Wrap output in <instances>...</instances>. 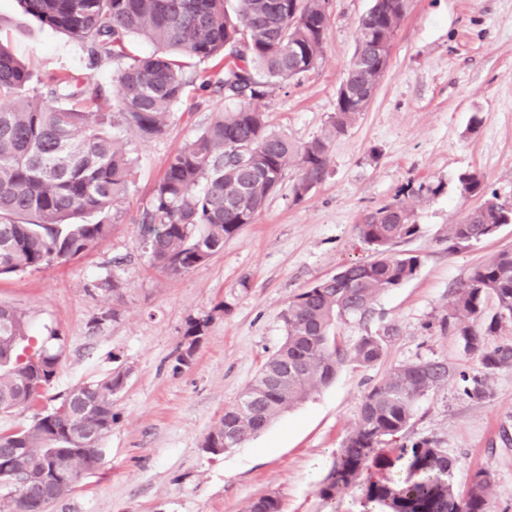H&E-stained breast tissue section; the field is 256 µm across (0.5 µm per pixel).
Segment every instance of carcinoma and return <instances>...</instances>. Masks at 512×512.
I'll list each match as a JSON object with an SVG mask.
<instances>
[{"label": "carcinoma", "instance_id": "1", "mask_svg": "<svg viewBox=\"0 0 512 512\" xmlns=\"http://www.w3.org/2000/svg\"><path fill=\"white\" fill-rule=\"evenodd\" d=\"M43 25L81 40L90 65H115L114 112L95 115L89 108L103 99L99 86L72 75L32 85V74L0 45V277L26 269L65 263L106 240L109 212L125 196L134 172V149L112 128L135 132L141 142L162 137L173 109L191 83L183 58L218 60L224 67L200 88L239 100L231 110L212 113L204 130L168 161L151 208L139 224V245L153 267L170 276L189 272L224 249L242 225L252 224L284 181L290 160L302 175L293 186L302 199L322 180L327 146L352 126L361 104L378 87L375 44L395 33L405 12L401 0H373L360 23L358 45L347 69L348 92H339L336 112L323 137L302 147L268 129L265 114L253 107L266 87L315 68L324 55V0H238L230 15L224 0H18ZM132 36L158 47L145 57L126 52ZM250 148L246 155L241 147ZM463 194L495 203L470 212L448 227L455 247L493 236L506 223L505 208L474 171L458 175ZM96 214L95 223L80 218ZM358 237L374 247L377 259L352 263L341 276H328L296 294L281 311L285 337L239 398L204 437L202 447L234 448L266 428L284 412L328 385L337 367L349 360L362 366L383 355V337L364 336L352 347L332 334L350 316L365 317L377 298L416 274L420 257L397 254L393 247L418 232L411 211L388 204L355 225ZM117 318L124 300L123 281L110 274ZM495 312L485 316L488 301ZM512 322V254L501 252L475 268L456 288L443 332L459 336L476 355L481 373L461 375L464 394L476 401L490 396L489 379L512 369V342L495 346L486 337ZM52 332L33 342L29 322L12 305L0 304V414L34 406L50 387L60 358ZM123 368L76 384L33 422L0 433V512H23L36 505L20 495L21 472L13 465L19 451L34 469L57 463L75 480L97 469L100 448L78 443L80 434L99 439L112 431V398ZM448 362L399 365L364 396L354 426L334 468L318 489L325 501L351 489L380 505L381 512H492L489 473H473L461 492L453 482L457 459L439 441L422 438L399 446L407 478L362 479L370 458L387 438L401 437L416 402L448 384ZM244 512H282L280 496L270 493L248 502Z\"/></svg>", "mask_w": 512, "mask_h": 512}]
</instances>
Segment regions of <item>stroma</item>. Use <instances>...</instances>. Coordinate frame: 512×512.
Instances as JSON below:
<instances>
[{
    "label": "stroma",
    "instance_id": "35a3bbf8",
    "mask_svg": "<svg viewBox=\"0 0 512 512\" xmlns=\"http://www.w3.org/2000/svg\"><path fill=\"white\" fill-rule=\"evenodd\" d=\"M372 0H330L324 58L300 78L276 83L257 100L270 130L297 145L321 137L357 46ZM0 44L35 80L68 73L114 91V70L89 67L78 39L0 0ZM236 102L188 86L167 133L138 144L127 195L111 210L106 240L62 264L0 279V303L25 312L35 336L57 331L62 355L48 398L38 408L0 415V432L32 422L52 396L128 369L113 398L117 417L100 444V468L82 473L51 512H243L261 495L279 494L282 512H379L352 489L327 502L318 489L334 465L370 388L393 367L447 360L479 370L460 338L441 332L452 292L472 270L512 248V224L491 237L448 247V227L482 200L460 192L457 177L477 172L512 205V0H410L389 66L373 101L328 144L323 179L301 200L290 162L281 189L255 223L225 241L221 253L178 276L153 267L137 245L138 224L169 158ZM411 210L418 234L395 247L418 255L415 276L382 294L364 319L341 320L348 345L379 335L375 364L345 362L335 379L249 441L214 456L202 440L282 342L289 300L315 280L374 259L354 226L393 202ZM124 258L125 301L118 319L92 328L112 306L101 289L113 258ZM206 327L186 365L189 323ZM493 395L476 403L455 384L422 398L406 438L433 437L458 461L454 481L476 470L493 480V512H512V369L491 377Z\"/></svg>",
    "mask_w": 512,
    "mask_h": 512
}]
</instances>
